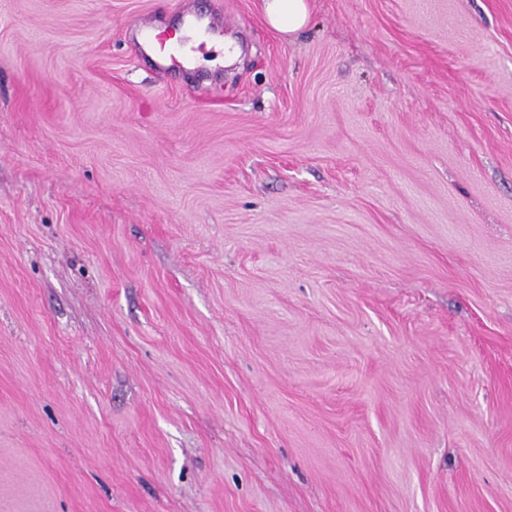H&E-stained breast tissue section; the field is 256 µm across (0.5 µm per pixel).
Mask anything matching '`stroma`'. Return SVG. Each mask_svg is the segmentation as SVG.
Here are the masks:
<instances>
[{
	"label": "stroma",
	"mask_w": 512,
	"mask_h": 512,
	"mask_svg": "<svg viewBox=\"0 0 512 512\" xmlns=\"http://www.w3.org/2000/svg\"><path fill=\"white\" fill-rule=\"evenodd\" d=\"M310 7L0 0V512H512V0ZM261 5L268 25L279 33H296L309 22L308 0H262ZM145 44L158 59V66L165 71L175 67L185 68L191 64L192 55L188 51L190 39L183 37L177 43L170 42L165 33H151L144 36Z\"/></svg>",
	"instance_id": "35a3bbf8"
}]
</instances>
